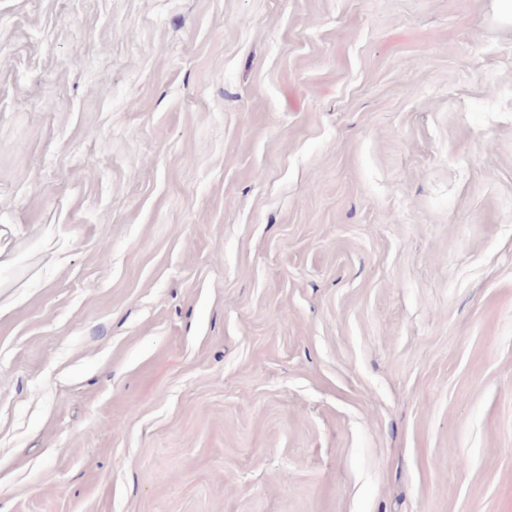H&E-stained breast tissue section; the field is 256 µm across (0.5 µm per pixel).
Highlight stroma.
<instances>
[{"label": "stroma", "mask_w": 512, "mask_h": 512, "mask_svg": "<svg viewBox=\"0 0 512 512\" xmlns=\"http://www.w3.org/2000/svg\"><path fill=\"white\" fill-rule=\"evenodd\" d=\"M0 512H512L499 0H0Z\"/></svg>", "instance_id": "35a3bbf8"}]
</instances>
